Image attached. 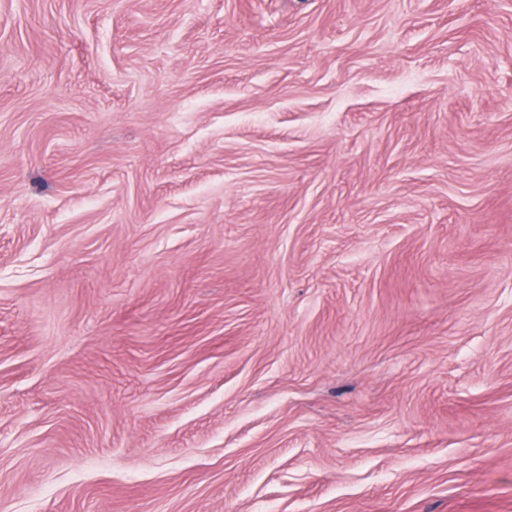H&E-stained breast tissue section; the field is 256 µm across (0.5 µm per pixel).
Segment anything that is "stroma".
<instances>
[{"label":"stroma","mask_w":512,"mask_h":512,"mask_svg":"<svg viewBox=\"0 0 512 512\" xmlns=\"http://www.w3.org/2000/svg\"><path fill=\"white\" fill-rule=\"evenodd\" d=\"M0 512H512V0H0Z\"/></svg>","instance_id":"35a3bbf8"}]
</instances>
